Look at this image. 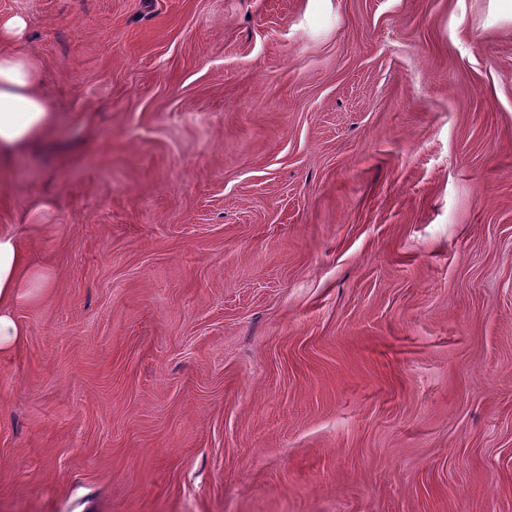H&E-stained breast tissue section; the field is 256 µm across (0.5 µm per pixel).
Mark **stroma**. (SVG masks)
<instances>
[{
  "label": "stroma",
  "instance_id": "35a3bbf8",
  "mask_svg": "<svg viewBox=\"0 0 512 512\" xmlns=\"http://www.w3.org/2000/svg\"><path fill=\"white\" fill-rule=\"evenodd\" d=\"M54 288L0 351V512H512L497 0H0ZM53 123L36 54L0 51V156L29 151L46 140Z\"/></svg>",
  "mask_w": 512,
  "mask_h": 512
}]
</instances>
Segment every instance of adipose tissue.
<instances>
[{"label": "adipose tissue", "instance_id": "obj_1", "mask_svg": "<svg viewBox=\"0 0 512 512\" xmlns=\"http://www.w3.org/2000/svg\"><path fill=\"white\" fill-rule=\"evenodd\" d=\"M53 123L36 54L24 48L0 51V155L29 151L46 140ZM52 286L49 271L34 263L25 243L0 225V351L25 334L15 317L18 304L37 299Z\"/></svg>", "mask_w": 512, "mask_h": 512}]
</instances>
